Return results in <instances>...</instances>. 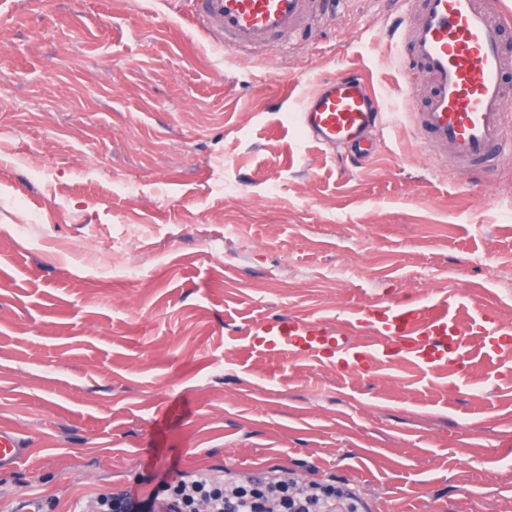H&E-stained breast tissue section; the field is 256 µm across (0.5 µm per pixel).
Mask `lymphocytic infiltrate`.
Wrapping results in <instances>:
<instances>
[{"instance_id": "1", "label": "lymphocytic infiltrate", "mask_w": 512, "mask_h": 512, "mask_svg": "<svg viewBox=\"0 0 512 512\" xmlns=\"http://www.w3.org/2000/svg\"><path fill=\"white\" fill-rule=\"evenodd\" d=\"M171 512H360L348 486L315 478L288 480L283 470L224 478L204 470L179 474L160 494ZM154 503L129 490L100 492L79 512H153Z\"/></svg>"}]
</instances>
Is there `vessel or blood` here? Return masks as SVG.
Here are the masks:
<instances>
[{
	"instance_id": "vessel-or-blood-1",
	"label": "vessel or blood",
	"mask_w": 512,
	"mask_h": 512,
	"mask_svg": "<svg viewBox=\"0 0 512 512\" xmlns=\"http://www.w3.org/2000/svg\"><path fill=\"white\" fill-rule=\"evenodd\" d=\"M195 20L225 47L247 54L324 19L331 0H195ZM412 21L403 30L409 57L429 80L431 92L414 115L426 148L449 154L460 166L478 167L512 148V47L503 39L508 22L500 0H407ZM293 118L304 136L324 149L365 159L378 148L385 111L364 77L345 72L323 80ZM368 330L375 343L352 333ZM261 350L310 355L342 370L368 361L406 363L423 371L461 370L469 336L486 352L512 348V329L489 318L462 323L454 301L434 295L429 304L382 302L355 309L340 326L291 316L253 325ZM26 449L0 429V470L16 468Z\"/></svg>"
}]
</instances>
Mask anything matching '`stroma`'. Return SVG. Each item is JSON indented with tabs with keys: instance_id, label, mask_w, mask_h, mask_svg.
Returning <instances> with one entry per match:
<instances>
[{
	"instance_id": "35a3bbf8",
	"label": "stroma",
	"mask_w": 512,
	"mask_h": 512,
	"mask_svg": "<svg viewBox=\"0 0 512 512\" xmlns=\"http://www.w3.org/2000/svg\"><path fill=\"white\" fill-rule=\"evenodd\" d=\"M191 8L0 0V428L28 446L0 512L273 467L377 512H512V357L341 373L246 336L443 292L512 326V153L421 150L399 0H338L246 61ZM345 70L386 112L361 164L291 120Z\"/></svg>"
}]
</instances>
